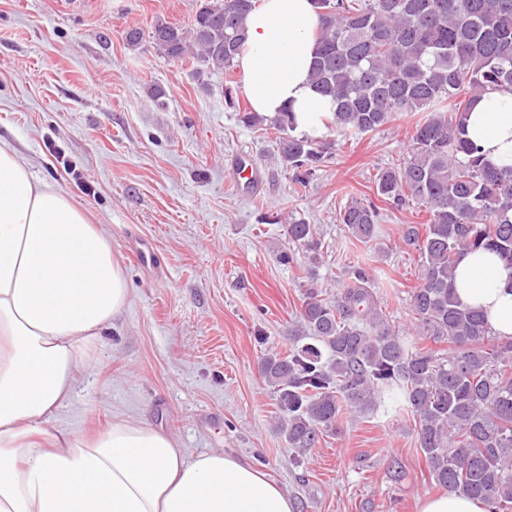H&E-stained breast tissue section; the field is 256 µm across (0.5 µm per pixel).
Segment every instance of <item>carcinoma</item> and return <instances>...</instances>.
<instances>
[{"label": "carcinoma", "mask_w": 512, "mask_h": 512, "mask_svg": "<svg viewBox=\"0 0 512 512\" xmlns=\"http://www.w3.org/2000/svg\"><path fill=\"white\" fill-rule=\"evenodd\" d=\"M259 0H204L190 26L158 20L150 38L170 60L234 70L246 41V16ZM318 16L310 78L336 106L328 132H375L401 113L423 112L413 148L375 178L378 201L400 210L414 201L428 223L406 224L402 243L420 264L410 295L414 333L450 346L420 347L383 315L365 265L357 263L333 299L308 290L300 333L288 354L263 358L260 373L278 394V429L288 443L313 448L345 410L378 402L410 413L434 484L512 512V342L490 334L481 311L462 305L454 267L465 250L496 253L512 270V165L484 164L466 138L475 97L512 89V0H313ZM224 97L249 127L274 131L277 158L306 187L336 140L295 134L293 113L271 125L240 104L235 81ZM340 223L363 242L377 237L379 207L353 200ZM315 225L288 219V247L320 262Z\"/></svg>", "instance_id": "obj_1"}]
</instances>
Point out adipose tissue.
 <instances>
[{"label": "adipose tissue", "mask_w": 512, "mask_h": 512, "mask_svg": "<svg viewBox=\"0 0 512 512\" xmlns=\"http://www.w3.org/2000/svg\"><path fill=\"white\" fill-rule=\"evenodd\" d=\"M311 0H263L236 59L253 111L291 109L320 136L334 104L309 80ZM493 166L512 165V92H487L465 121ZM456 296L512 340V273L491 251L462 254ZM130 293L108 236L87 211L0 140V512H294L288 493L229 454L186 456L172 434L119 418L84 437L51 428L80 370Z\"/></svg>", "instance_id": "ef3b65f1"}]
</instances>
